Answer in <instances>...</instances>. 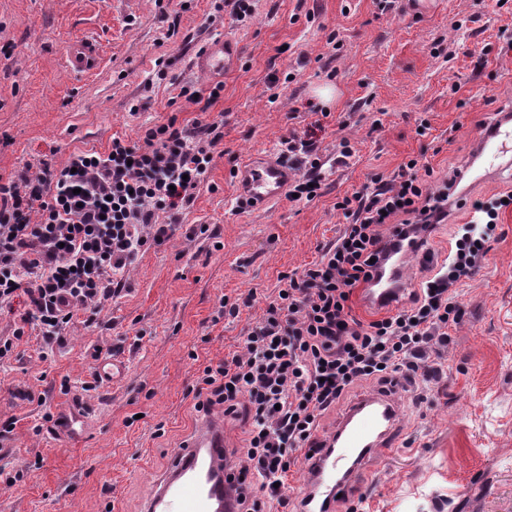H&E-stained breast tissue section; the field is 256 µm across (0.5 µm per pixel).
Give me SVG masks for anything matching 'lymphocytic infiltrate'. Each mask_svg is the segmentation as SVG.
<instances>
[{"label":"lymphocytic infiltrate","mask_w":512,"mask_h":512,"mask_svg":"<svg viewBox=\"0 0 512 512\" xmlns=\"http://www.w3.org/2000/svg\"><path fill=\"white\" fill-rule=\"evenodd\" d=\"M321 128L314 123L299 139L304 171L291 191L302 201L319 194ZM223 136L218 121L180 128L171 120L145 128L139 142L116 137L107 152L74 153L59 169L27 165L0 182V309L22 308L11 335L0 336V360L13 355L27 330L49 351L77 318L94 320L145 247L174 236ZM419 166L409 159L390 178L337 202L346 223L336 239L301 272L281 275L241 353L206 365L198 377L196 410L249 423L235 452L243 482L238 512H288L285 480L299 450L356 383L401 374L426 386L441 372L448 327L464 315L459 285L489 252L488 232L512 191L475 203L486 235L456 237L441 265L425 257L430 276L417 290L385 316L359 319L351 296L368 285L374 259L401 241L427 243L448 219L451 180L426 183ZM160 211L169 223H155ZM388 226L396 240H387Z\"/></svg>","instance_id":"1"}]
</instances>
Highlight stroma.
Returning a JSON list of instances; mask_svg holds the SVG:
<instances>
[{"instance_id": "1", "label": "stroma", "mask_w": 512, "mask_h": 512, "mask_svg": "<svg viewBox=\"0 0 512 512\" xmlns=\"http://www.w3.org/2000/svg\"><path fill=\"white\" fill-rule=\"evenodd\" d=\"M91 35L105 54L70 75L65 49ZM214 38L239 45L235 69L209 108L181 97L209 90L192 59ZM331 87L332 101L318 91ZM326 111L316 118L315 109ZM512 110V0H254L238 21L224 0H0V176L71 154L138 141L143 126L224 120V136L180 230L134 264L125 289L91 326L77 325L42 356L40 336L0 364V421L15 428L0 467V512H140L157 476L203 418L192 388L200 370L240 351L275 295L278 278L302 271L346 219L337 201L422 157L435 178L462 173L460 198L432 232L445 258L472 224L474 201L512 190V167L493 180L466 176L480 131ZM321 121L323 189L237 210L231 169L278 153ZM353 154L337 162L341 140ZM208 225L206 236L187 228ZM250 298L238 315L223 298ZM465 315L450 328L443 374L427 400L401 398L397 449L377 454L357 497L336 512H512V207L460 287ZM123 367L84 391L98 357ZM65 418L56 426L45 413Z\"/></svg>"}]
</instances>
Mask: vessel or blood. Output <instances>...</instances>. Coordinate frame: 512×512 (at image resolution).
I'll return each mask as SVG.
<instances>
[{"mask_svg":"<svg viewBox=\"0 0 512 512\" xmlns=\"http://www.w3.org/2000/svg\"><path fill=\"white\" fill-rule=\"evenodd\" d=\"M103 53L89 38L74 41L66 55L69 70L88 73ZM238 46L220 39L209 41L193 58L192 66L212 79L223 78L237 63ZM481 166L494 177L512 166V114L495 113L485 127ZM296 170L268 154L242 163L236 171L237 195L250 208L263 209L282 199L296 178ZM399 265L378 267L364 291L372 305L398 296ZM399 387L359 397L349 406L335 430L309 461L302 498L303 512H334L338 496L356 488L378 450L395 445ZM233 461L226 457L223 424L203 426L157 478L143 512H237L231 491Z\"/></svg>","mask_w":512,"mask_h":512,"instance_id":"obj_1","label":"vessel or blood"}]
</instances>
